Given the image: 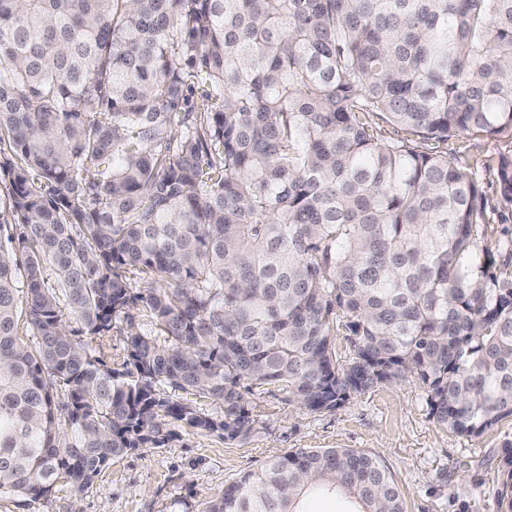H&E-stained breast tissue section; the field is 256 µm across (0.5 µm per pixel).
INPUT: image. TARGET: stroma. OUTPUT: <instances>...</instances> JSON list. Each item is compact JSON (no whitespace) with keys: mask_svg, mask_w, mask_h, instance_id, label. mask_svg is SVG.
Here are the masks:
<instances>
[{"mask_svg":"<svg viewBox=\"0 0 512 512\" xmlns=\"http://www.w3.org/2000/svg\"><path fill=\"white\" fill-rule=\"evenodd\" d=\"M424 150L447 155L479 181L493 239L512 235V207L497 183L500 156L512 138L465 132L429 140ZM255 432L234 440L168 424L164 445L112 459L82 491L64 486L30 504L0 497V512H201L243 473L296 448H356L378 456L398 485L406 512H496L498 448L512 438V418L478 437L456 435L430 414L412 377L355 395L340 408L311 413L270 389L250 396Z\"/></svg>","mask_w":512,"mask_h":512,"instance_id":"1","label":"stroma"}]
</instances>
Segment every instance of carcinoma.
Instances as JSON below:
<instances>
[{"instance_id":"carcinoma-1","label":"carcinoma","mask_w":512,"mask_h":512,"mask_svg":"<svg viewBox=\"0 0 512 512\" xmlns=\"http://www.w3.org/2000/svg\"><path fill=\"white\" fill-rule=\"evenodd\" d=\"M459 132L512 136V0H0V496L83 490L170 422L246 436L271 387L321 413L412 375L456 434L512 417V274L473 173L417 145ZM497 175L512 204V155ZM499 462L512 512V438ZM315 492L404 512L354 448L276 456L203 512Z\"/></svg>"}]
</instances>
